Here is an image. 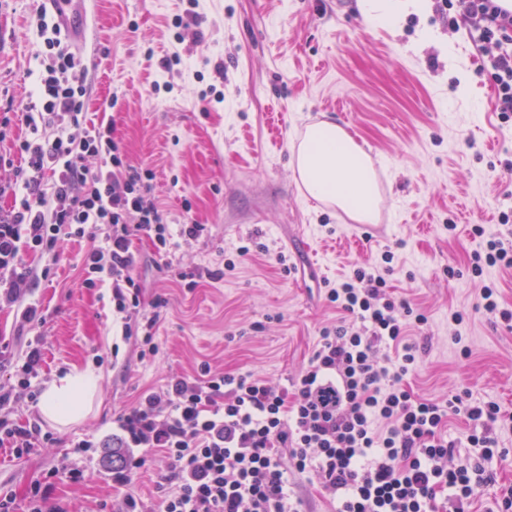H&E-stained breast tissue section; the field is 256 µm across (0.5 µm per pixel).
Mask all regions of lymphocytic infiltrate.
Segmentation results:
<instances>
[{
  "label": "lymphocytic infiltrate",
  "instance_id": "1",
  "mask_svg": "<svg viewBox=\"0 0 512 512\" xmlns=\"http://www.w3.org/2000/svg\"><path fill=\"white\" fill-rule=\"evenodd\" d=\"M469 27L497 74L496 109L512 121V9L502 0H469ZM45 33V72L22 119L31 138L0 152V168L13 179L0 195H14L0 210V306L18 308L24 323H44L34 286L48 279L27 252L57 255L71 237H90L83 284H110L123 334L141 336L156 354L154 330L163 299L144 304L134 271L135 236L150 238L158 256L169 254L168 216L150 198V169L124 164L113 122L87 119L83 64L37 15ZM507 232L486 234L484 255L471 270L512 268V215L501 213ZM380 262L354 266L327 292L341 318L324 328L308 366L292 388H277L254 374L169 375L117 420L114 440L131 461L111 471L123 495L116 512H144L132 487L138 469L163 454L168 477L156 512H299L301 482L318 485L336 500L337 512H470L496 477L488 463L502 456L493 430L498 403L456 393L445 402L416 394L411 376L421 369L420 347L409 336L427 321L405 301L391 299ZM473 424V449L463 464L447 433L449 416Z\"/></svg>",
  "mask_w": 512,
  "mask_h": 512
}]
</instances>
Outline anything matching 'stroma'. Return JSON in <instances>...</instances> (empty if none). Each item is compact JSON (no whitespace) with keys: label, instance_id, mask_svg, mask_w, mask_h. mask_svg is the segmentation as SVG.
Segmentation results:
<instances>
[{"label":"stroma","instance_id":"35a3bbf8","mask_svg":"<svg viewBox=\"0 0 512 512\" xmlns=\"http://www.w3.org/2000/svg\"><path fill=\"white\" fill-rule=\"evenodd\" d=\"M94 2L81 54L89 116L112 117L122 160L149 165L151 197L171 222L167 259L148 238L133 240L143 300H166L159 351L142 356L140 342L123 336L111 288L83 286L89 238L66 241L54 258L29 254L54 269L34 290L46 321L26 327L17 309H2L0 340L19 362L39 339L40 390L75 369L99 381L90 411L64 426L17 392L10 420L54 437L18 457L0 448V485L15 493L17 512L38 481L64 512L111 503L106 437L168 375L192 376L206 363L291 386L322 327L339 317L328 284L387 250L390 294L428 318L414 332L427 347L414 391L442 402L466 390L512 415V329L481 307L492 282L512 312V269L471 272L483 249L473 225L496 232L500 213H512V123L500 120L493 71L466 33L467 0H427L378 27L358 0ZM38 7L0 5V88L18 112L42 70ZM189 13L193 22L179 30ZM174 54L179 63L166 66ZM323 120L341 124L373 162L382 202L372 226L312 199L293 178L292 140ZM188 218L205 227L198 239L179 234ZM242 246L250 254L239 256ZM454 310L461 324L449 322ZM82 439L94 449L76 451ZM69 463L81 481L59 476Z\"/></svg>","mask_w":512,"mask_h":512}]
</instances>
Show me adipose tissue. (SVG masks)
Masks as SVG:
<instances>
[{
	"label": "adipose tissue",
	"mask_w": 512,
	"mask_h": 512,
	"mask_svg": "<svg viewBox=\"0 0 512 512\" xmlns=\"http://www.w3.org/2000/svg\"><path fill=\"white\" fill-rule=\"evenodd\" d=\"M294 173L313 199L328 202L361 224L375 223L380 194L370 157L348 131L333 121L306 126L292 142ZM98 377L76 371L53 383L42 413L64 424L79 417L96 392Z\"/></svg>",
	"instance_id": "obj_1"
}]
</instances>
